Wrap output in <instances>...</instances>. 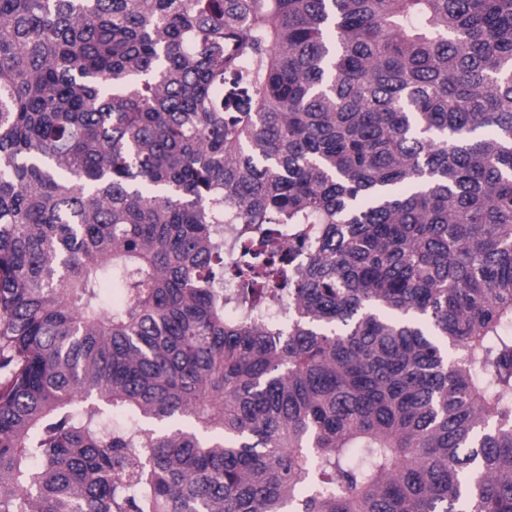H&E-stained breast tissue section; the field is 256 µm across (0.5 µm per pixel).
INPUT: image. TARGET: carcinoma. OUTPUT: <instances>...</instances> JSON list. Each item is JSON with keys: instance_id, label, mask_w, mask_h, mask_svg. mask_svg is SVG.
Here are the masks:
<instances>
[{"instance_id": "carcinoma-1", "label": "carcinoma", "mask_w": 512, "mask_h": 512, "mask_svg": "<svg viewBox=\"0 0 512 512\" xmlns=\"http://www.w3.org/2000/svg\"><path fill=\"white\" fill-rule=\"evenodd\" d=\"M0 512H512V0H0ZM268 299L266 303L254 310L245 311L237 303H226L227 311L234 316H247L251 320L259 323L276 322L283 324L288 321V292L279 289L280 287L272 285L267 287Z\"/></svg>"}]
</instances>
